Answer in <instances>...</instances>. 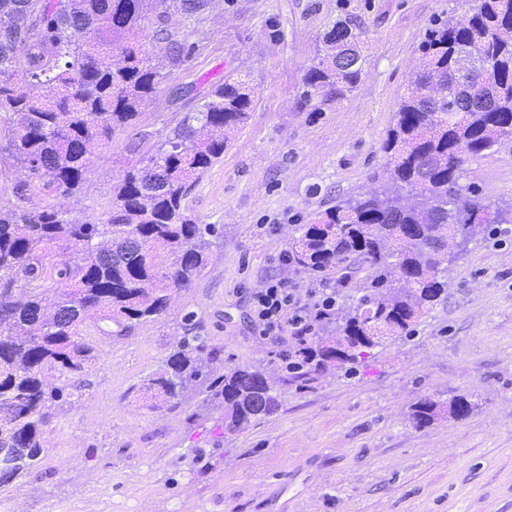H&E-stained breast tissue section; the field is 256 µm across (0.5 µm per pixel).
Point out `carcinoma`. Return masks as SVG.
I'll use <instances>...</instances> for the list:
<instances>
[{"instance_id":"1","label":"carcinoma","mask_w":512,"mask_h":512,"mask_svg":"<svg viewBox=\"0 0 512 512\" xmlns=\"http://www.w3.org/2000/svg\"><path fill=\"white\" fill-rule=\"evenodd\" d=\"M165 0H0V112L12 126L0 156L14 168L12 192L23 202L77 192L95 153L118 128L136 126L139 108L165 79L139 41L142 21L156 18L153 39L171 41ZM331 54L308 70L307 85L354 84L358 38L350 21L327 34ZM382 150L388 163L379 189L341 201L298 230L288 260L317 276L332 271L344 288L367 271L355 307L336 334L289 356L299 372L355 364L366 350L401 336L444 292L430 244L474 224H510L506 209L459 202L465 160L512 138V0H473L471 13L433 29L420 45ZM22 73L29 93L13 82ZM248 84L226 81L187 113L164 142L143 151L152 134L139 131L127 151L140 155L112 186V210L100 223L81 222L48 206L0 209V488L27 473L44 451L43 427L62 390L45 373L79 374L96 342L127 336L166 313L170 292L189 287L207 260L215 228H202L186 203L197 181L224 154L226 132L244 123ZM75 255L53 263L50 249ZM58 291L49 297L47 282ZM202 375L196 348L181 343L166 373L152 380V398L180 397ZM224 428L248 427L279 408L262 373L235 368L217 391ZM438 404L423 400L412 418L424 427Z\"/></svg>"}]
</instances>
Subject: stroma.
I'll list each match as a JSON object with an SVG mask.
<instances>
[{"instance_id":"35a3bbf8","label":"stroma","mask_w":512,"mask_h":512,"mask_svg":"<svg viewBox=\"0 0 512 512\" xmlns=\"http://www.w3.org/2000/svg\"><path fill=\"white\" fill-rule=\"evenodd\" d=\"M465 10L463 0H206L192 15L169 9L187 49L176 60L146 26L143 48L166 72L140 107L153 142L214 85L240 78L254 91L247 121L187 196L196 222L216 228L208 262L165 315L99 344L82 375H47L64 390L47 451L0 488V512H512V223L482 225L413 332L355 370L289 371V353L317 334L265 336L254 316L256 292L277 281L301 306L316 302L321 281L287 261L292 237L374 189L421 42ZM343 19L360 34V76L310 91L306 73ZM135 131H116L58 206L104 220L136 161ZM459 183L465 197L512 206V143L469 159ZM187 335L199 339L202 376L178 399L153 400L149 380ZM237 367L259 369L280 407L230 432L214 393ZM456 397L471 402L467 417L415 426L418 403Z\"/></svg>"}]
</instances>
